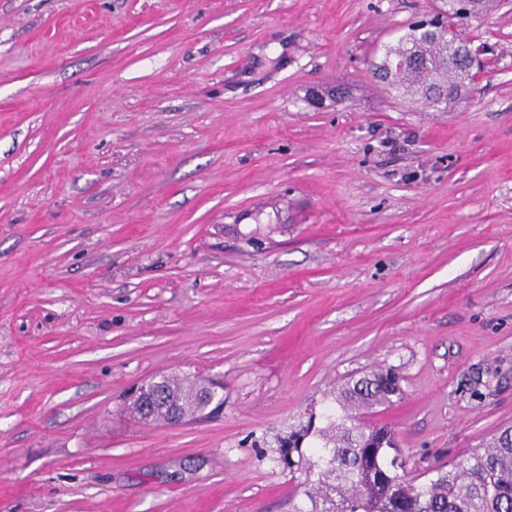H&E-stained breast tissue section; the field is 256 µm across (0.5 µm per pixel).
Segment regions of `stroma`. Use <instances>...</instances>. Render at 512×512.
Instances as JSON below:
<instances>
[{
	"label": "stroma",
	"mask_w": 512,
	"mask_h": 512,
	"mask_svg": "<svg viewBox=\"0 0 512 512\" xmlns=\"http://www.w3.org/2000/svg\"><path fill=\"white\" fill-rule=\"evenodd\" d=\"M443 7L0 0V512H288L380 367L406 477L512 424V0L447 111L372 73ZM162 373L219 407L137 422Z\"/></svg>",
	"instance_id": "1"
}]
</instances>
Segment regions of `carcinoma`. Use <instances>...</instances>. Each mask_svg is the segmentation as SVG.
Returning a JSON list of instances; mask_svg holds the SVG:
<instances>
[{
    "label": "carcinoma",
    "mask_w": 512,
    "mask_h": 512,
    "mask_svg": "<svg viewBox=\"0 0 512 512\" xmlns=\"http://www.w3.org/2000/svg\"><path fill=\"white\" fill-rule=\"evenodd\" d=\"M410 41L421 66L391 74L375 63L380 79L429 108L443 92L448 103L459 102L467 89L461 69L447 63L444 48L431 40L426 24L410 26L391 49L402 53ZM390 374L378 370L342 385L338 400L344 415L327 417L328 425L320 431L324 444L315 449V459H304L298 447L288 449L306 460L312 477V490L306 492L309 506H296L293 512H512V426L499 429L450 468L428 469L430 477L423 481L395 472L392 459L399 449L369 447L377 433L349 410L391 404L401 387ZM215 388L195 377L163 375L142 385L130 403L147 409L144 423L165 424L173 415L187 422L208 408Z\"/></svg>",
    "instance_id": "1"
}]
</instances>
